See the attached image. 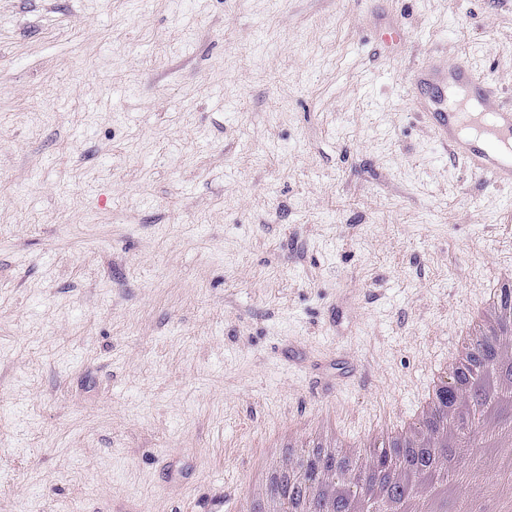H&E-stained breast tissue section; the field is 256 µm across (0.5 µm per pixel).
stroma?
<instances>
[{"label":"stroma","instance_id":"35a3bbf8","mask_svg":"<svg viewBox=\"0 0 512 512\" xmlns=\"http://www.w3.org/2000/svg\"><path fill=\"white\" fill-rule=\"evenodd\" d=\"M432 56L512 100V0H0V512H220L289 422L411 410L512 267Z\"/></svg>","mask_w":512,"mask_h":512}]
</instances>
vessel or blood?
<instances>
[{"label":"vessel or blood","mask_w":512,"mask_h":512,"mask_svg":"<svg viewBox=\"0 0 512 512\" xmlns=\"http://www.w3.org/2000/svg\"><path fill=\"white\" fill-rule=\"evenodd\" d=\"M405 88L439 144L494 185H512V104L499 102L485 76L467 62L419 63Z\"/></svg>","instance_id":"obj_1"}]
</instances>
